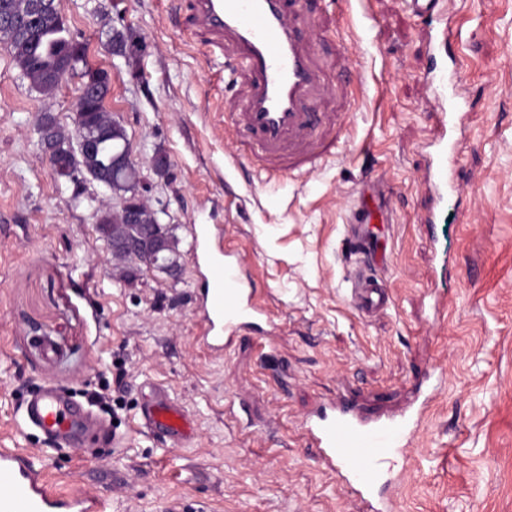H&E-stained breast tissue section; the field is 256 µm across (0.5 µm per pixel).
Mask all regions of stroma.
Instances as JSON below:
<instances>
[{"instance_id":"stroma-1","label":"stroma","mask_w":512,"mask_h":512,"mask_svg":"<svg viewBox=\"0 0 512 512\" xmlns=\"http://www.w3.org/2000/svg\"><path fill=\"white\" fill-rule=\"evenodd\" d=\"M87 63L112 74L106 107L126 130L148 203L178 242L172 276L112 266L93 208L44 161L37 122H72L80 83L33 89L0 45V448L40 456L49 477L110 498L107 512H359L302 435L353 393L398 413L421 376L441 378L407 458L399 512H512V0H454L446 52L471 104L457 191L434 232L420 224L431 149L425 19L403 0H305L298 23L322 71L316 169L268 180L223 121L248 80L192 26L191 0H60ZM131 36L112 54L108 34ZM165 154V175L151 168ZM379 185L390 221L372 231L391 303H349L343 239L357 186ZM220 224L278 325L222 356L196 342L188 227ZM167 385L196 438L170 448L134 421L140 385ZM112 395L121 447L54 450L24 402L44 385Z\"/></svg>"}]
</instances>
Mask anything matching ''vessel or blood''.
I'll return each mask as SVG.
<instances>
[{"label": "vessel or blood", "mask_w": 512, "mask_h": 512, "mask_svg": "<svg viewBox=\"0 0 512 512\" xmlns=\"http://www.w3.org/2000/svg\"><path fill=\"white\" fill-rule=\"evenodd\" d=\"M300 0H193L194 25L213 38L214 48L232 43L235 68L249 78V95L235 118L254 139L265 162L280 170H313L316 152L283 153L288 137L312 131L319 123L311 95L318 74L295 23ZM434 85L430 117L437 136L424 184L430 204L421 214L424 224L437 223L443 203L453 190L452 172L459 145L448 138V128L464 117V98L449 93L448 72L426 76ZM389 215L385 198L374 185L362 184L354 193L346 247L355 258L356 274L350 298L365 314L383 311L389 302L383 281L371 274L382 263L370 226L374 218ZM191 261L203 288L195 295L194 316L199 342L211 353L224 351V340L238 329L268 319L251 282L243 275L237 255L224 245L220 224H193ZM137 424L140 432L162 439L173 448L191 444L195 437L193 416L172 397L163 384L145 381ZM27 424L42 431L60 447H76L103 424L90 408L56 388L41 387L26 402ZM419 426L414 415L367 418L347 403H333L304 428L318 450L317 458L345 482L366 506V512H394L392 498L379 496L384 466L391 455L405 453ZM104 501L80 490L64 492L49 478L44 465L20 448H0V512H105Z\"/></svg>", "instance_id": "b4317fda"}]
</instances>
